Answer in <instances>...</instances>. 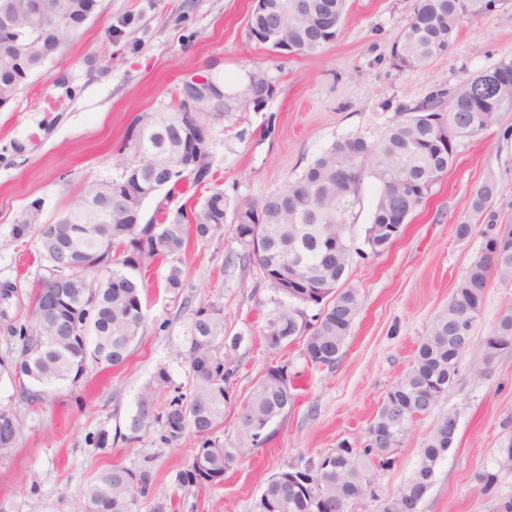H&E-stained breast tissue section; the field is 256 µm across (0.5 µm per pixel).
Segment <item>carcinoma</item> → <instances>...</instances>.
I'll use <instances>...</instances> for the list:
<instances>
[{
    "instance_id": "1",
    "label": "carcinoma",
    "mask_w": 512,
    "mask_h": 512,
    "mask_svg": "<svg viewBox=\"0 0 512 512\" xmlns=\"http://www.w3.org/2000/svg\"><path fill=\"white\" fill-rule=\"evenodd\" d=\"M96 0H44L52 10L65 13L56 27L35 24L26 9L27 0H0V8L13 9L12 28L0 27V47L21 38L24 58L18 60L0 52V97L11 103L25 88L29 78L52 58L60 43L72 40L84 24V15ZM349 0H310L308 14L288 20V31L300 32L298 53L314 54L333 38L318 27V16L336 10V22L347 15ZM484 13L481 0H416L407 24L391 45L392 65L412 69L444 53L463 19ZM481 76L468 78L448 92L437 90L422 102L399 113L377 140L360 134L334 142L285 187L255 202L230 205L224 191L213 190L199 205L176 211L168 223H141L145 200L163 194L169 202L183 188L207 185L213 180L211 159L194 163L187 158L189 128L181 123L178 108L159 110L155 118L164 123L162 135L132 141L129 149L136 160L123 165L120 175L94 180L84 185L80 201L58 214L72 218L71 224L56 225V232L73 244L81 263L80 271L90 276L102 270L106 278L95 295L83 303L69 295L51 308L41 294L54 275L56 259L45 230L43 214L33 212L28 223L14 224L15 240L35 239L43 265L31 292L30 318L12 321L9 307L19 299L17 285L0 282V320L15 342L14 355L0 360V373L19 381L18 399L28 406L44 401L46 393L58 385L77 383L88 363L116 368L126 363L140 337L145 322L142 299L145 289L138 273L160 260L167 264L166 290L176 293L184 287V271L178 256L184 251L187 225L195 237L207 239L224 226L232 211L234 235L241 252L235 258L258 266L270 280L287 266L296 267L304 280L324 276L334 283L329 292L312 297L317 313L305 316L281 297L263 327L266 347L278 352L297 340L302 355L314 368L331 367L360 312L361 299L354 288H346L354 247L351 227L356 218L360 187L370 176L379 184L375 211L365 232L371 253L387 249L394 239L386 228L394 223L393 206L412 215L427 199L434 184L454 162L456 145L443 154L436 151L440 133L432 119L451 120L458 135H474L496 122L502 104L499 88L480 87ZM483 117L471 125L468 117ZM176 157L185 165L171 172L166 161ZM491 183L479 186L473 195L472 211L485 217L481 234L487 241L499 236L500 225L488 212L494 196ZM121 259L115 260L117 249ZM512 281V237L496 256L487 253L475 259L421 337L410 368L384 396L368 428L367 444L354 448L348 442L323 455L300 460L282 470L296 479V485L270 489L264 485L252 512H327L333 501L340 508L376 498L375 471L391 466L409 424L421 414L413 392L432 389L437 402L457 374L460 357L469 347L448 341L458 333L471 332L480 315L484 288L492 275ZM188 311L186 347L182 352L188 386L174 382L165 365H160L141 390L136 411L126 420L127 439L159 428L166 445L178 443L189 432L199 439L191 460L179 474L183 485L217 484L224 473L248 447L265 443L269 435L256 430L280 411L295 404L287 364L268 367L253 387L239 418L237 448L224 447L219 429L224 410L232 405L229 388L238 365L233 353L242 341L224 335V308L216 303L186 299ZM503 352H512V306L497 318L491 334L473 363L475 374ZM437 426L423 449L414 475L385 503L383 512H415L417 489L431 484L438 461L448 452L452 439L442 437ZM20 431L17 412L0 406V456L15 448ZM152 484L147 469L134 471L113 464L96 472L87 483L72 512H136L138 500L148 496Z\"/></svg>"
}]
</instances>
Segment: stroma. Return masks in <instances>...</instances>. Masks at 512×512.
I'll return each instance as SVG.
<instances>
[{
    "mask_svg": "<svg viewBox=\"0 0 512 512\" xmlns=\"http://www.w3.org/2000/svg\"><path fill=\"white\" fill-rule=\"evenodd\" d=\"M251 0H97L94 17L0 108V282L32 290L38 247L11 241L17 214L46 200L52 221L78 198L85 182L116 177L113 154L133 119L173 106L181 81L218 64L226 85L245 71H265L276 94L259 112H234L210 122L211 185L176 195L169 212L194 206L211 189L230 203L255 201L283 188L326 148L350 134L375 140L404 107L431 92L512 59V0L464 20L447 52L411 70H399L390 47L413 12L414 0H349L337 38L313 55L284 56L249 38ZM457 157L390 249L354 257L346 284L357 289L361 310L332 367L316 369L299 342L271 353L262 329L273 309L272 289L259 269L226 264L237 250L232 224L210 239L190 240L179 256L183 295L164 288V264L145 276L144 332L119 368L88 364L77 384H63L36 407L19 405L18 442L0 457V503L8 512H72L74 499L100 469L120 464L150 468L153 488L137 512H252L268 478L299 460L325 454L341 441L364 447L367 429L386 391L409 369L429 321L448 302L456 282L481 254L483 237L457 240L456 224L471 216L474 190L497 185L489 208L512 228V108L482 133L458 138ZM224 308L226 335H242L235 352L234 406L224 415L226 447L237 444L240 406L271 364L296 374L297 398L276 419L262 445L238 455L219 484L183 486L177 481L197 444L178 446L157 431L125 442L126 420L158 365L186 383L180 354L188 314L184 296ZM512 305V281L491 277L470 351L447 391L409 426L391 467L377 470V497L350 512H382L385 502L415 472L439 421L457 417L455 440L439 461L416 512H498L512 500V468L503 467L512 445V352L476 376L473 363L501 310ZM107 429L100 448L90 438ZM497 473L491 491L479 476Z\"/></svg>",
    "mask_w": 512,
    "mask_h": 512,
    "instance_id": "obj_1",
    "label": "stroma"
}]
</instances>
